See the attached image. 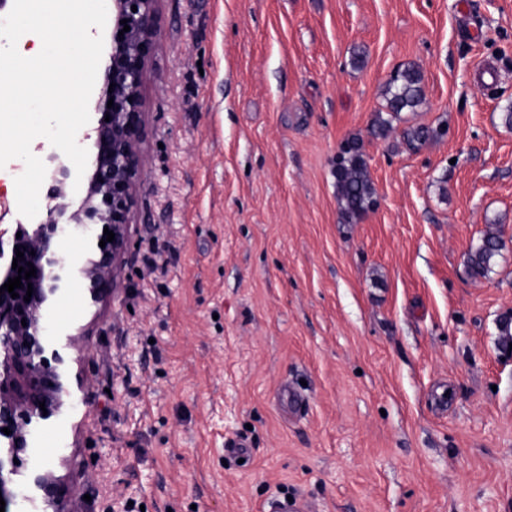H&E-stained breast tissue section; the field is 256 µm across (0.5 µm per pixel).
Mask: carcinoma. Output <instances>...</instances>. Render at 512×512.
<instances>
[{"instance_id": "obj_1", "label": "carcinoma", "mask_w": 512, "mask_h": 512, "mask_svg": "<svg viewBox=\"0 0 512 512\" xmlns=\"http://www.w3.org/2000/svg\"><path fill=\"white\" fill-rule=\"evenodd\" d=\"M387 115H378L375 133L385 137L393 128V120L404 112H414L423 100L422 75L414 66H407L394 74L386 84ZM438 131L428 126L410 127L404 136L411 142H424L435 137ZM336 199L345 222L353 224L362 219L375 204V189L370 178L362 140L348 138L341 146L333 170ZM503 248L497 225L488 230L479 245L469 255L468 268L475 277L485 276Z\"/></svg>"}]
</instances>
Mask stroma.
I'll return each mask as SVG.
<instances>
[{"label":"stroma","instance_id":"obj_1","mask_svg":"<svg viewBox=\"0 0 512 512\" xmlns=\"http://www.w3.org/2000/svg\"><path fill=\"white\" fill-rule=\"evenodd\" d=\"M155 29L131 245L46 312L81 383L12 512L36 474L61 512H512V0H158ZM409 65L424 100L376 137ZM353 135L378 205L348 224ZM498 224L488 225V230L481 238L479 245L469 255L468 268L475 277L485 276L491 269L495 258L503 248Z\"/></svg>","mask_w":512,"mask_h":512}]
</instances>
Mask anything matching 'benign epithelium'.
Listing matches in <instances>:
<instances>
[{"mask_svg":"<svg viewBox=\"0 0 512 512\" xmlns=\"http://www.w3.org/2000/svg\"><path fill=\"white\" fill-rule=\"evenodd\" d=\"M156 2L106 0L107 10L112 12V52L95 101V111L101 116L97 126L84 135L91 141L92 162L83 197L67 199L64 184L71 171L52 155L48 158L51 185L45 194L44 218L33 224H16L19 238L0 229V286L18 276V270L12 268L17 246L24 253L18 266L26 271L31 265L36 269V276L22 280L23 287L14 289L19 297L0 292V497L7 505L15 498L8 489L16 474L14 459L29 447L31 429L58 414L71 395L65 357L48 339L43 311L57 294L78 281L84 282L92 300L102 297L129 244L130 215L142 170L141 89L155 48ZM124 19L128 32L120 24ZM111 98L114 104L109 108ZM100 226L115 234L103 248L99 243L106 235L98 230ZM75 230L84 236L87 250L84 256L67 260L60 244ZM30 286L33 293L26 302ZM41 402L45 403L43 410ZM5 427L10 434L2 432ZM32 485L40 492L44 508L60 512V491L54 483L36 474Z\"/></svg>","mask_w":512,"mask_h":512,"instance_id":"obj_1","label":"benign epithelium"}]
</instances>
